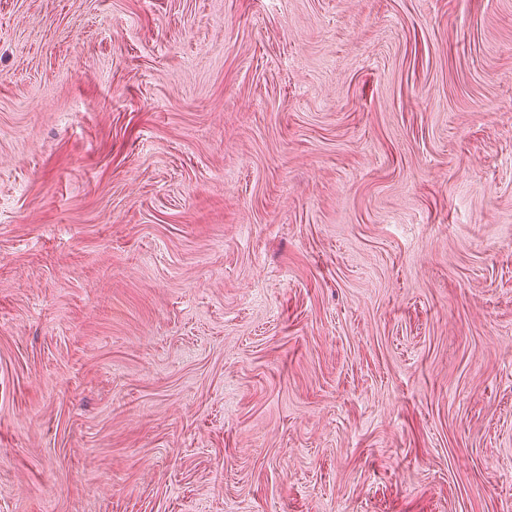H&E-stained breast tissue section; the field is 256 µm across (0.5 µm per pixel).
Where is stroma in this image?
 <instances>
[{"label": "stroma", "instance_id": "1", "mask_svg": "<svg viewBox=\"0 0 512 512\" xmlns=\"http://www.w3.org/2000/svg\"><path fill=\"white\" fill-rule=\"evenodd\" d=\"M0 512H512V0H0Z\"/></svg>", "mask_w": 512, "mask_h": 512}]
</instances>
